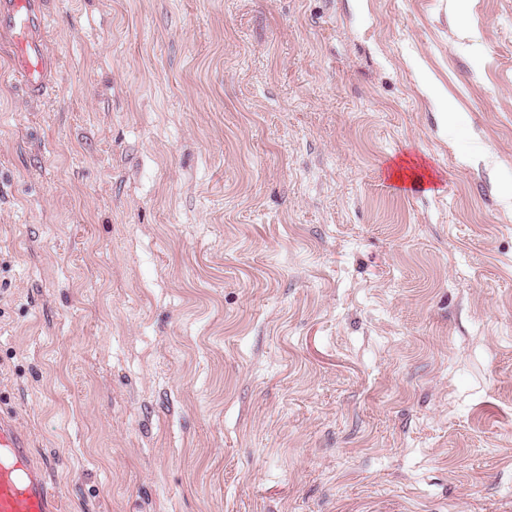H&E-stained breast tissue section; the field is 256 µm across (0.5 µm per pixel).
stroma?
<instances>
[{
  "instance_id": "1",
  "label": "stroma",
  "mask_w": 512,
  "mask_h": 512,
  "mask_svg": "<svg viewBox=\"0 0 512 512\" xmlns=\"http://www.w3.org/2000/svg\"><path fill=\"white\" fill-rule=\"evenodd\" d=\"M45 12L0 409L65 512H512V0Z\"/></svg>"
}]
</instances>
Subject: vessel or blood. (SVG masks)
Listing matches in <instances>:
<instances>
[{
	"mask_svg": "<svg viewBox=\"0 0 512 512\" xmlns=\"http://www.w3.org/2000/svg\"><path fill=\"white\" fill-rule=\"evenodd\" d=\"M45 0H0V36H7L10 66L29 98L50 87L52 59L43 39ZM0 512H61L28 434L0 413Z\"/></svg>",
	"mask_w": 512,
	"mask_h": 512,
	"instance_id": "vessel-or-blood-1",
	"label": "vessel or blood"
}]
</instances>
